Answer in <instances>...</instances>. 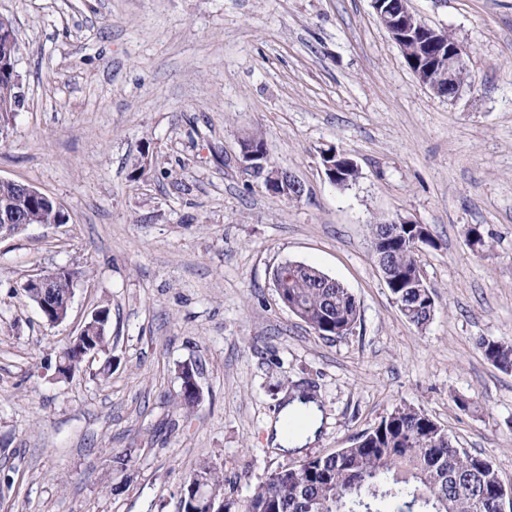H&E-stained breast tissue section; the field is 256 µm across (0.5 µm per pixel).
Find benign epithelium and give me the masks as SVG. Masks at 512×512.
Listing matches in <instances>:
<instances>
[{
    "instance_id": "1",
    "label": "benign epithelium",
    "mask_w": 512,
    "mask_h": 512,
    "mask_svg": "<svg viewBox=\"0 0 512 512\" xmlns=\"http://www.w3.org/2000/svg\"><path fill=\"white\" fill-rule=\"evenodd\" d=\"M383 3L384 0H372L377 16L401 52L407 53L406 44L414 40L424 44L429 50L439 49L436 58L437 63L441 64L443 80L448 88L447 97H458L462 93L460 77L462 71L466 70L465 57L469 54L468 47L458 41L447 43L444 32L427 26L409 9L407 0H392V5L387 8L383 7ZM241 157L243 170L248 176L256 175L258 179L267 183L268 191H273L274 186L286 181L297 189L302 188L301 182L294 175L270 160L267 150L257 152L243 145ZM59 275L60 271L57 270L31 278L23 285L28 299L43 314L51 309L50 291ZM106 321L104 310L94 311L83 323L77 336L71 339L69 347L76 349L80 357H89L90 348L82 346L80 338L100 331Z\"/></svg>"
}]
</instances>
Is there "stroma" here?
Listing matches in <instances>:
<instances>
[{
    "label": "stroma",
    "mask_w": 512,
    "mask_h": 512,
    "mask_svg": "<svg viewBox=\"0 0 512 512\" xmlns=\"http://www.w3.org/2000/svg\"><path fill=\"white\" fill-rule=\"evenodd\" d=\"M408 6L470 46L473 88L423 86L371 0H0L26 47L0 178L67 214L0 242V512H180L205 465L242 500L402 405L512 489V372L478 347L512 339V0ZM252 135L300 200L243 172ZM331 145L356 180L329 182ZM384 219L436 241L419 253L435 292L425 328L374 265L369 227ZM287 261L353 293L351 334L322 338L279 301ZM61 268L76 272L74 297L51 325L22 285ZM103 306L107 352L58 377L59 352ZM185 364L203 392L190 414ZM302 394L321 427L285 451L269 426Z\"/></svg>",
    "instance_id": "obj_1"
}]
</instances>
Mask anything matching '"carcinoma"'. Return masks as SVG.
<instances>
[{
    "label": "carcinoma",
    "instance_id": "1",
    "mask_svg": "<svg viewBox=\"0 0 512 512\" xmlns=\"http://www.w3.org/2000/svg\"><path fill=\"white\" fill-rule=\"evenodd\" d=\"M18 38L0 39V125L9 127L19 103L9 69L22 54ZM32 213L39 224L61 223L54 199L35 202L19 187L0 189V219ZM434 247L420 224H402L380 244L392 269L387 288L407 321L423 328L435 311L434 291L408 284L420 270L418 246ZM279 300L318 335L351 333L359 318L353 294L314 266L286 261L277 266ZM73 278L62 275L52 289L66 301ZM484 356L512 372V340L482 338ZM500 481L492 463L453 445L447 432L421 410L395 408L349 448L282 467L239 503L224 496V476L204 466L183 486L182 512H499Z\"/></svg>",
    "mask_w": 512,
    "mask_h": 512
}]
</instances>
